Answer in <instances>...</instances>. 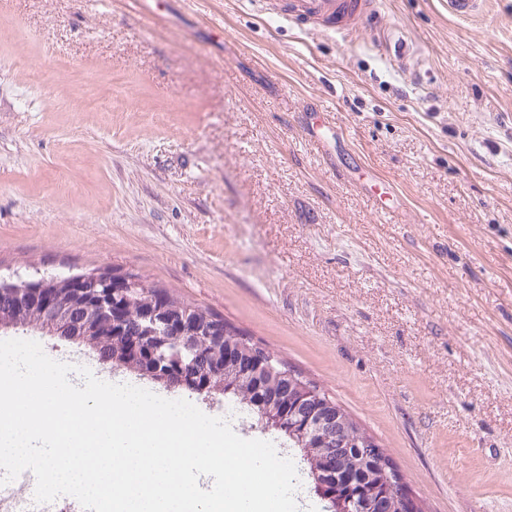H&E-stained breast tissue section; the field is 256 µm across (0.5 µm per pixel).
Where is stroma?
Returning a JSON list of instances; mask_svg holds the SVG:
<instances>
[{"label": "stroma", "mask_w": 512, "mask_h": 512, "mask_svg": "<svg viewBox=\"0 0 512 512\" xmlns=\"http://www.w3.org/2000/svg\"><path fill=\"white\" fill-rule=\"evenodd\" d=\"M380 10L409 63L274 0H0V273L134 271L324 387L424 512H512V0Z\"/></svg>", "instance_id": "1"}]
</instances>
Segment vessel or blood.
Segmentation results:
<instances>
[{"instance_id":"b4317fda","label":"vessel or blood","mask_w":512,"mask_h":512,"mask_svg":"<svg viewBox=\"0 0 512 512\" xmlns=\"http://www.w3.org/2000/svg\"><path fill=\"white\" fill-rule=\"evenodd\" d=\"M285 9L293 19L339 32L381 22L378 0H287Z\"/></svg>"}]
</instances>
